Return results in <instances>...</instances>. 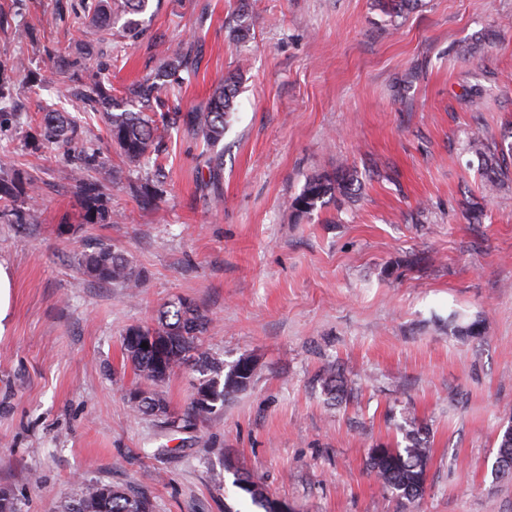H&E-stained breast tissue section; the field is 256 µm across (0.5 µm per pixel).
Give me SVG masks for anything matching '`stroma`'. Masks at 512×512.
Returning a JSON list of instances; mask_svg holds the SVG:
<instances>
[{
    "instance_id": "1",
    "label": "stroma",
    "mask_w": 512,
    "mask_h": 512,
    "mask_svg": "<svg viewBox=\"0 0 512 512\" xmlns=\"http://www.w3.org/2000/svg\"><path fill=\"white\" fill-rule=\"evenodd\" d=\"M87 0H0L28 35L0 30L26 118L0 125V161L33 181L38 220L0 221L12 302L0 332V487L20 512H59L85 480L150 497L155 512H260L224 473L223 449L292 512H512L493 466L512 425V183L487 193L468 133L512 130V0H419L389 19L374 0H160L138 32L88 23ZM247 14L250 31L233 27ZM198 63L165 111H201L236 75L211 186L203 143L168 130L160 166L126 170L101 121L88 171L114 213L90 224L67 177L77 162L37 133L64 94L61 59L101 70L125 105L168 48ZM49 75L25 84L26 70ZM350 171L354 198L311 217L289 203L307 177ZM158 193L142 208L143 185ZM105 242L142 275L136 294L88 278ZM187 298L209 314L203 346L256 375L209 419L173 432L133 414L122 336ZM484 334L448 330L450 310ZM336 365L352 389L327 398ZM430 431L426 492L407 509L367 469L377 443Z\"/></svg>"
}]
</instances>
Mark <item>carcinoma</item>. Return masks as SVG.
<instances>
[{"mask_svg":"<svg viewBox=\"0 0 512 512\" xmlns=\"http://www.w3.org/2000/svg\"><path fill=\"white\" fill-rule=\"evenodd\" d=\"M413 0H378L380 10L398 17L409 9ZM149 0H108L93 5L92 18L100 26L108 27L112 17L129 15L127 26L137 27L139 21L132 19L147 11ZM195 62L190 54L178 48L166 59L164 65L151 77L128 89L131 106L138 111L114 112L110 83L102 75L76 78L68 88L71 97L101 105L102 111L87 115L85 123L78 125L69 113L57 108L54 102L43 106L40 136L48 143L72 144L82 142L79 165L72 171V179L77 183L85 209V219L90 224L112 223V210L102 203L98 186L85 178V172L100 164V156L93 144L84 141L83 133L88 130L94 117L105 123L112 142L119 148L128 165L132 167L157 166L158 126L155 125L149 110L164 104L162 96L173 88L172 78L179 72L194 71ZM15 84L11 77L0 71V105L14 103ZM237 94L236 80L229 76L224 85L210 98L201 112H189L176 116L182 120L186 130L213 148L224 137L227 119L233 111ZM468 150L474 154L481 166L485 167L489 180L488 189L494 191L512 174V142L508 148L492 139L474 137L468 143ZM355 191L354 175L345 171L336 176L313 175L306 179L301 192L292 198L289 207L295 216L309 217L323 202L325 197H350ZM34 185L18 181L9 171L0 167V201L16 203L21 198H32ZM0 217L9 224H31L36 215L32 208L14 206L0 210ZM83 272L98 281L120 285L129 290L140 287L141 280L129 260L112 246L99 242L84 249L80 255ZM211 323V318L187 299H180L159 312L150 326H131L125 331L122 346L127 363L132 367L140 384L134 391L140 399L130 400L132 410L137 413H150L164 419L167 429L181 431L206 420L216 412L217 404L225 398L245 389L256 375V362L250 357H242L224 371V363L208 355L203 350V335ZM448 327L461 336L481 335V324L472 321L464 324L456 315L448 317ZM151 340L162 353L166 371L158 369L156 358L151 351L140 348L138 337ZM191 366L203 375L196 386L195 397L187 410L178 416L168 412V405L160 387L175 370ZM322 387L329 398L336 400L347 396V387L338 369L331 366L322 377ZM429 429L414 427L404 430L406 445L393 448L378 443L371 448L366 465L376 475L398 502L408 505L420 499L425 491L426 472L431 457L428 445ZM234 471L233 484L247 493L252 502L264 512H273L272 504L262 487L249 474L234 469L229 460H224V472ZM62 512H153V503L145 495L128 489L98 481L79 483L75 494L66 501Z\"/></svg>","mask_w":512,"mask_h":512,"instance_id":"1","label":"carcinoma"}]
</instances>
